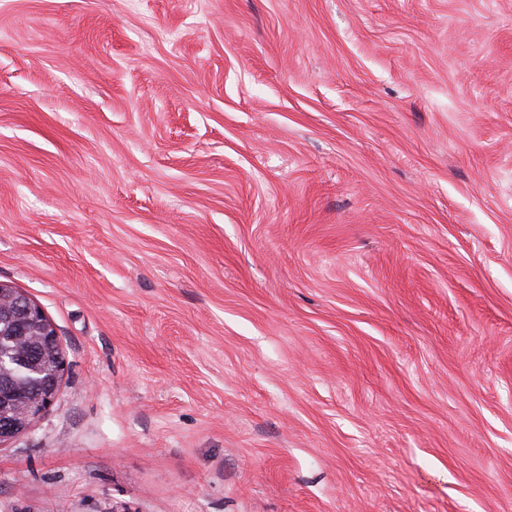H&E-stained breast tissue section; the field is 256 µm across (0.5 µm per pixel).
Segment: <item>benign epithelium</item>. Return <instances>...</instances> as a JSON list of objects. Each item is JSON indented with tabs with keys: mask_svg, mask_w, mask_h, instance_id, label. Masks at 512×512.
<instances>
[{
	"mask_svg": "<svg viewBox=\"0 0 512 512\" xmlns=\"http://www.w3.org/2000/svg\"><path fill=\"white\" fill-rule=\"evenodd\" d=\"M21 366L33 387L17 384L14 373ZM65 369L54 324L26 294L0 281V447L25 433L47 410Z\"/></svg>",
	"mask_w": 512,
	"mask_h": 512,
	"instance_id": "7a95c632",
	"label": "benign epithelium"
}]
</instances>
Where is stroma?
Wrapping results in <instances>:
<instances>
[{
    "instance_id": "35a3bbf8",
    "label": "stroma",
    "mask_w": 512,
    "mask_h": 512,
    "mask_svg": "<svg viewBox=\"0 0 512 512\" xmlns=\"http://www.w3.org/2000/svg\"><path fill=\"white\" fill-rule=\"evenodd\" d=\"M0 281V512H512V0H0ZM4 336L18 346L5 347ZM22 343L25 352L19 347ZM21 366L31 375L32 389L17 384L13 374ZM65 369L54 324L26 294L0 281V447L25 433L47 410L59 391ZM15 375L19 383L26 382L23 368H18Z\"/></svg>"
}]
</instances>
